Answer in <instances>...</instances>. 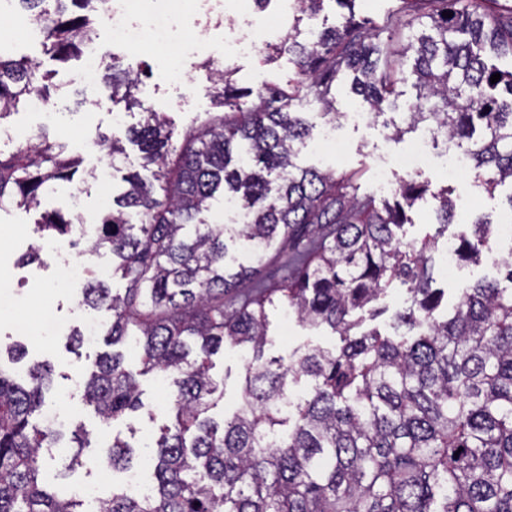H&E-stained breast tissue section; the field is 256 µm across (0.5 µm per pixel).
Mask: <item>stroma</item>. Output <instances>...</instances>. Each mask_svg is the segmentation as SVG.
<instances>
[{
	"label": "stroma",
	"mask_w": 512,
	"mask_h": 512,
	"mask_svg": "<svg viewBox=\"0 0 512 512\" xmlns=\"http://www.w3.org/2000/svg\"><path fill=\"white\" fill-rule=\"evenodd\" d=\"M96 44L102 64H110L112 59L117 58L127 66L148 70L149 77L140 93L142 108L128 110L106 101L98 104L84 101L82 89L75 80L82 67L81 61L56 62L44 54L37 41L24 40L15 45L16 56L39 59L43 70L50 72L53 83L60 85V92L51 97L59 119L55 133L68 143L72 154L81 158L83 170L95 168L100 162L102 154L96 145L99 134L125 139L128 127L140 120L143 108L162 113L178 133L195 118L212 111L209 91L213 75L209 68L198 64L189 70L190 84L186 92L181 93L168 80L173 59L165 49L141 47L116 50L107 31L102 28L97 31ZM229 70L232 82L240 87L255 85L261 79L284 88L294 72V65L287 54L276 53L274 48L267 47L257 54L242 57L230 65ZM312 123L309 136L296 146L295 162L299 167H314L339 176L354 175L359 194L373 196L379 201L387 197L377 184L380 167H387L392 184H399L404 179V172L390 167L389 159L392 154L409 147L416 138L415 133H407L401 140L395 141L390 139L388 130L381 123L372 121L355 125L342 118L336 124V135L345 143L346 150L343 156L338 157L316 149L322 121L314 117ZM446 158L445 144H438L430 167L414 173V180L427 185L430 194L411 209L412 222L404 227L405 240L419 241L435 233L431 194L443 188L448 189L456 202L451 233L468 229L478 216L485 215L495 221L506 212V196L512 193V188L503 186L492 192L487 191L472 169L467 171L463 180H449L445 172ZM141 164L140 152L137 147L130 145L118 169L110 171L107 188H100L94 181L62 183L55 192L45 197L40 209L30 212L22 209L0 211V344L24 346L25 358L13 366L18 377H25L28 368L38 362H50L52 386L48 391L49 396L57 402L59 409L68 414L70 426H82L92 445L100 448L111 445L116 435L130 440L134 445L157 435L168 418L169 387L156 375H142L143 409L130 419L115 423L102 421L93 408L82 403L80 385L83 374L98 355L107 352L108 346L101 338L93 344L77 348L69 345L71 331L81 326L88 310L80 295L60 287L58 270L66 259L91 267L100 262L111 263L112 257L106 252L91 255L82 248L70 247L66 237L38 231L36 223L46 211L66 215L77 213L84 217L86 223L97 222L99 213L106 207L105 193L119 192L122 174L140 169ZM33 248L39 251L38 261L22 262V255ZM511 250V244L496 236L482 246L481 263L461 260L453 271L447 273L442 272L440 266H433L437 287L446 291V302L455 304L462 290L480 279L498 278L499 272L493 260L505 257ZM273 320L278 328L270 356L286 361L303 344L330 349L339 342L338 336L329 327L310 328L296 318L285 319L278 314L274 315ZM243 359V351L229 347L212 357L211 374L224 383V397L212 412L215 419L232 415L239 406ZM72 454V449L55 448L42 458L43 476L57 490H66L73 481H96L100 478L99 470L95 467L67 474L66 466Z\"/></svg>",
	"instance_id": "obj_1"
}]
</instances>
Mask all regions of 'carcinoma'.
I'll return each mask as SVG.
<instances>
[{
  "label": "carcinoma",
  "mask_w": 512,
  "mask_h": 512,
  "mask_svg": "<svg viewBox=\"0 0 512 512\" xmlns=\"http://www.w3.org/2000/svg\"><path fill=\"white\" fill-rule=\"evenodd\" d=\"M103 2L17 0L43 24L44 51L60 62L93 42ZM334 2L343 9L338 24L288 38L289 89H240L229 71L215 69L211 94L223 111L180 145L158 112L145 111L128 130L152 178L128 172L86 239L87 252L112 254L127 287L113 293L88 280L81 293L85 305L110 313L106 341L132 340L142 368L135 374L122 353L103 354L81 400L106 422L128 418L143 407L139 377L160 373L172 378V419L151 452L156 486L145 496L114 489L100 512H512V287L480 281L439 316L444 291L433 287L428 266L452 225L448 189L433 194L435 235L418 245L403 240L404 207L427 186L403 180L399 200L380 206L346 175L298 167L295 145L312 124L291 109L303 95L336 124L333 91L348 78L392 138L422 124L434 143L452 142L474 169L491 170L488 191L512 186V68L488 61L512 59V7L428 0L426 12L400 8L374 26L356 18L355 0ZM402 30L409 71L392 48ZM142 74L112 60L102 76L112 105H141ZM49 81L39 62L0 53V120L31 97L48 98ZM409 81L416 97L405 102L403 128L389 111ZM97 145L111 160L124 154L114 137L101 135ZM80 165L62 139L43 133L0 158V210L39 207ZM219 191L239 199L245 223L201 220ZM71 224L60 213L39 222L61 235ZM492 233V221L477 218L457 234L458 257L477 260L473 240ZM234 239L252 246V265L230 266ZM272 251L286 259L284 274L269 282ZM395 280L407 286L393 315V328L404 332H355L364 316L383 311L378 303ZM282 305L306 326H329L340 345L305 344L287 365L266 357L269 311ZM226 345L247 355L240 406L218 423L210 411L224 389L210 374L211 356ZM50 374L49 364H38L23 386L0 368V512H84L78 498L50 493L39 480L44 450L57 442L35 422ZM303 381L308 391L291 399L290 387ZM73 442L74 469L133 466L135 447L118 437L88 457L87 438L76 431Z\"/></svg>",
  "instance_id": "obj_1"
}]
</instances>
